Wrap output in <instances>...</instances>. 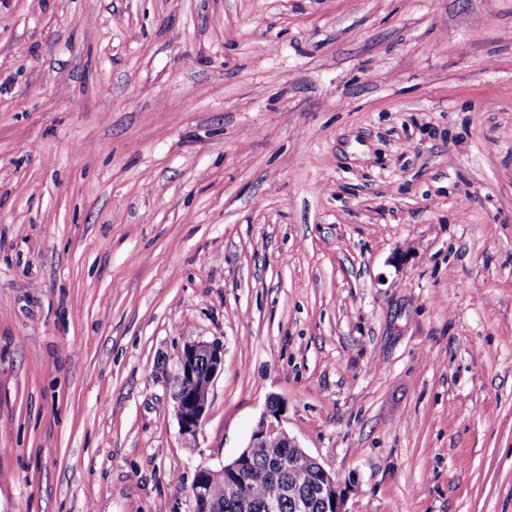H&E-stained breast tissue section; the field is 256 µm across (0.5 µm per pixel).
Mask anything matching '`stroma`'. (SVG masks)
<instances>
[{
  "mask_svg": "<svg viewBox=\"0 0 512 512\" xmlns=\"http://www.w3.org/2000/svg\"><path fill=\"white\" fill-rule=\"evenodd\" d=\"M272 399L347 512H512V0H0V512H189ZM204 364V371H200V367ZM223 367L224 345L219 341L188 343L179 352L173 399L179 427L185 438L195 437L206 416L208 401L206 399H196L189 391L181 387V382L191 380L209 392V388ZM191 381L184 382V386L201 395V390Z\"/></svg>",
  "mask_w": 512,
  "mask_h": 512,
  "instance_id": "35a3bbf8",
  "label": "stroma"
}]
</instances>
